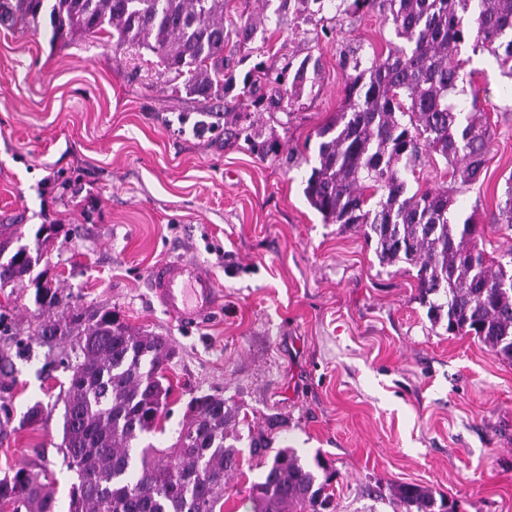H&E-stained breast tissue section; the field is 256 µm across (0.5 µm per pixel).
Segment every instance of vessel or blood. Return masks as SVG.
<instances>
[{"label": "vessel or blood", "mask_w": 512, "mask_h": 512, "mask_svg": "<svg viewBox=\"0 0 512 512\" xmlns=\"http://www.w3.org/2000/svg\"><path fill=\"white\" fill-rule=\"evenodd\" d=\"M150 285L160 307L183 325L210 317L222 301L215 279L186 259L157 263L151 270Z\"/></svg>", "instance_id": "vessel-or-blood-1"}]
</instances>
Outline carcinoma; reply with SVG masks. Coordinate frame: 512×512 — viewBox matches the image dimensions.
Instances as JSON below:
<instances>
[{
  "label": "carcinoma",
  "mask_w": 512,
  "mask_h": 512,
  "mask_svg": "<svg viewBox=\"0 0 512 512\" xmlns=\"http://www.w3.org/2000/svg\"><path fill=\"white\" fill-rule=\"evenodd\" d=\"M336 14L380 9L399 43L385 55L342 54L347 72L341 107L318 132L316 165L304 195L326 224H360L389 264L417 268L420 301L433 324L473 335L512 360V251L479 247L485 227L469 215L451 216L460 188L478 182L488 151L478 91L471 108L453 101L473 73L464 71L461 46L488 52L512 79V0H304ZM49 16L51 42L108 36L117 47L155 55L162 72L184 78L199 97L228 95L237 86L224 32V0H0V23L39 31ZM259 21L247 15L238 43L252 40ZM307 80L297 68L257 63L238 96L259 108L291 105ZM235 136L268 152L252 133L251 113L234 112ZM452 168L444 184L408 193L407 175L434 156ZM40 251L21 246L0 262V288L30 274ZM35 304L49 317L33 336L60 343L69 372L57 452L73 473L67 512H217L228 480L239 471L238 411L213 394L191 397L171 443L139 447L164 431L161 418L171 385L170 343L135 328L109 309L88 312L64 301L60 288L36 281ZM251 485V512H327L333 477L320 456L276 451ZM399 512H457V503L416 484L394 488ZM0 505L12 512H59L52 473L19 468L0 477Z\"/></svg>",
  "instance_id": "1"
}]
</instances>
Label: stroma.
Here are the masks:
<instances>
[{
  "mask_svg": "<svg viewBox=\"0 0 512 512\" xmlns=\"http://www.w3.org/2000/svg\"><path fill=\"white\" fill-rule=\"evenodd\" d=\"M267 21L232 64L316 63L314 88L290 111L256 109L254 153L225 137L233 97L209 101L159 73L150 52L107 39L50 43L0 24V242L40 247L67 301L112 309L169 339L174 391L164 433L200 393L246 415L270 451L290 446L336 471L334 512H393L386 494L408 482L454 500L458 512H512V362L427 317L417 270L380 261L362 229L323 223L303 189L319 129L339 109L341 51L381 54L395 39L379 11L343 14L332 33L253 0ZM490 123L484 181L458 197L479 210L486 252L512 248L493 224L512 176V80L495 58L463 46ZM48 224L70 233L46 234ZM201 264L223 291L217 313L185 328L149 284L160 260ZM34 283L0 289V476L52 471L66 502L72 474L56 451L57 397L68 373L60 348L32 340ZM42 419L26 425L34 403ZM241 469L223 512H244L259 458L241 440Z\"/></svg>",
  "mask_w": 512,
  "mask_h": 512,
  "instance_id": "35a3bbf8",
  "label": "stroma"
}]
</instances>
